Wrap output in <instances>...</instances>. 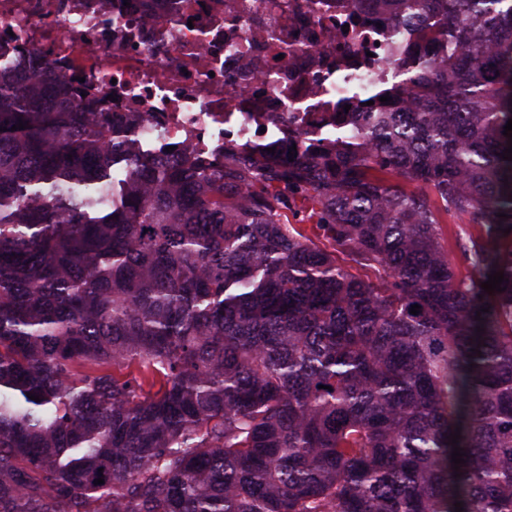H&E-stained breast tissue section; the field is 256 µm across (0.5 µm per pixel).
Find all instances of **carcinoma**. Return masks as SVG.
<instances>
[{"mask_svg":"<svg viewBox=\"0 0 512 512\" xmlns=\"http://www.w3.org/2000/svg\"><path fill=\"white\" fill-rule=\"evenodd\" d=\"M376 2L419 111L222 175L0 70V512H512V0ZM455 221L456 219L449 216L448 220L445 219V223L447 222L448 225L447 230H445V237L448 238V256L459 273L477 276V273L467 264L459 249L455 246L454 236L457 231L456 224H453Z\"/></svg>","mask_w":512,"mask_h":512,"instance_id":"carcinoma-1","label":"carcinoma"}]
</instances>
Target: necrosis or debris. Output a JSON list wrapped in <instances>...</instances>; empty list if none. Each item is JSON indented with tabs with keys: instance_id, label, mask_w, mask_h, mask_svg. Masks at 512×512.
Listing matches in <instances>:
<instances>
[{
	"instance_id": "4bbe7bcc",
	"label": "necrosis or debris",
	"mask_w": 512,
	"mask_h": 512,
	"mask_svg": "<svg viewBox=\"0 0 512 512\" xmlns=\"http://www.w3.org/2000/svg\"><path fill=\"white\" fill-rule=\"evenodd\" d=\"M435 18L393 28L373 0H0V67L81 82L83 112L131 118L137 149L224 166V151L335 136L350 97L440 58Z\"/></svg>"
}]
</instances>
